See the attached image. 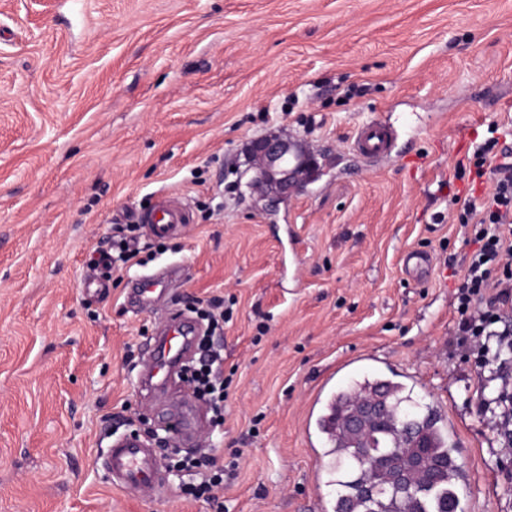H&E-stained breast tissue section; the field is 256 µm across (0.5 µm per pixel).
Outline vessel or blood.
Listing matches in <instances>:
<instances>
[{
  "mask_svg": "<svg viewBox=\"0 0 512 512\" xmlns=\"http://www.w3.org/2000/svg\"><path fill=\"white\" fill-rule=\"evenodd\" d=\"M397 130L391 117L379 113L358 122L350 136L351 148L358 158L368 165L377 166L396 158L393 142ZM137 219L145 225L149 235L167 238L180 232L186 214L176 203L161 201L141 211ZM172 288V280L166 274L144 275L137 279L134 291L136 302L149 307L162 299ZM196 325L180 309L169 312L163 331L148 337L142 343L148 363L139 375L140 382L153 384L154 388L165 387L172 376L187 361ZM194 421L190 413L173 411L163 421L166 432L177 439H185ZM105 468L116 489L143 493L149 497H161L167 487L159 474L158 459L154 451L137 438L117 440L107 453Z\"/></svg>",
  "mask_w": 512,
  "mask_h": 512,
  "instance_id": "1",
  "label": "vessel or blood"
}]
</instances>
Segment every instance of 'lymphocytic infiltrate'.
<instances>
[{"mask_svg":"<svg viewBox=\"0 0 512 512\" xmlns=\"http://www.w3.org/2000/svg\"><path fill=\"white\" fill-rule=\"evenodd\" d=\"M497 139L480 145L469 159L476 177L488 178L493 191L482 201L453 196L458 223L469 227L467 238L473 249L467 255L463 276L456 287L453 305L460 316L455 344L472 355L489 380H497L504 365V350L512 349V162H498ZM196 313L207 321L208 331L198 342L201 357L187 366L185 378L199 397L209 401L214 426L224 423V403L230 385L224 376V358L214 333L224 319V300L214 296L200 301ZM177 469L201 474L199 483L186 486L196 499L217 502L224 487V470L213 455H188L174 462Z\"/></svg>","mask_w":512,"mask_h":512,"instance_id":"obj_1","label":"lymphocytic infiltrate"}]
</instances>
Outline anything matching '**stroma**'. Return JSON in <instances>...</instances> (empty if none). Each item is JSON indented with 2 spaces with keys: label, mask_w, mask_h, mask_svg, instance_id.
<instances>
[{
  "label": "stroma",
  "mask_w": 512,
  "mask_h": 512,
  "mask_svg": "<svg viewBox=\"0 0 512 512\" xmlns=\"http://www.w3.org/2000/svg\"><path fill=\"white\" fill-rule=\"evenodd\" d=\"M379 112L402 153L368 170L349 136ZM475 116L512 145V0H0V512H211L168 459L160 499L103 466L170 402L133 371L169 304L129 296L173 263L180 308L232 310L224 425L179 446L219 448L223 512H332L317 420L375 375L441 416L464 512H512V454L483 411L500 384L448 343L470 251L450 199L491 188L456 177ZM270 133L323 155L274 207L247 154ZM162 196L187 204L183 233L97 269L113 225ZM412 250L435 261L417 279ZM93 276L108 294L83 291Z\"/></svg>",
  "instance_id": "stroma-1"
}]
</instances>
